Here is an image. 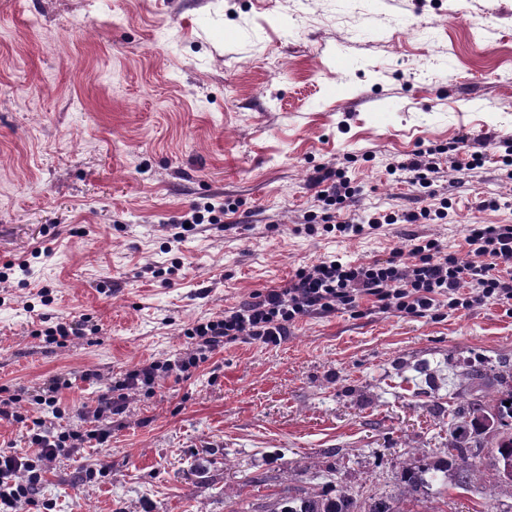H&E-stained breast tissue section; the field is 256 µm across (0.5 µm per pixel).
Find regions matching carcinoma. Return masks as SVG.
Wrapping results in <instances>:
<instances>
[{
  "label": "carcinoma",
  "mask_w": 512,
  "mask_h": 512,
  "mask_svg": "<svg viewBox=\"0 0 512 512\" xmlns=\"http://www.w3.org/2000/svg\"><path fill=\"white\" fill-rule=\"evenodd\" d=\"M468 376L477 382L492 380L499 389L486 402L463 400L448 410V457L423 465L408 464L402 469L401 499H415L427 494L433 486L448 485V476L460 489L469 487L475 459H487L495 471V484L489 489V500L495 499L496 489L512 487V365L505 362L493 367H470ZM269 512H404L391 498L373 497L361 501L346 487L335 492L311 489L298 496L277 501Z\"/></svg>",
  "instance_id": "1"
}]
</instances>
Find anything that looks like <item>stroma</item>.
I'll list each match as a JSON object with an SVG mask.
<instances>
[{
    "instance_id": "35a3bbf8",
    "label": "stroma",
    "mask_w": 512,
    "mask_h": 512,
    "mask_svg": "<svg viewBox=\"0 0 512 512\" xmlns=\"http://www.w3.org/2000/svg\"><path fill=\"white\" fill-rule=\"evenodd\" d=\"M507 138L512 0H0V265L17 267L0 389L76 375L63 418L31 414L83 433L112 381L181 357L188 324L297 268L384 261L417 236L465 254L468 225L512 222ZM421 144L447 149L428 190L397 169ZM473 152L483 167L453 169ZM320 167L361 187L356 222L452 206L343 238L304 221ZM225 201L235 214L172 241L191 206ZM66 315L84 337L38 336ZM505 360L512 301L306 317L279 346L229 344L131 394L107 446L44 463L19 512H268L329 481L390 496L404 464L447 456L449 405L479 395L468 367ZM493 482L482 463L468 490L409 508L481 512Z\"/></svg>"
}]
</instances>
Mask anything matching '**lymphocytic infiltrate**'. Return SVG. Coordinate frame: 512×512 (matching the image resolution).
<instances>
[{
    "mask_svg": "<svg viewBox=\"0 0 512 512\" xmlns=\"http://www.w3.org/2000/svg\"><path fill=\"white\" fill-rule=\"evenodd\" d=\"M321 211L307 215V223L335 225L343 236L360 235L365 227L385 224H421L445 218L444 210L372 213L367 222L343 219L348 202L359 194L344 169H317L311 180ZM466 258L442 253L433 239L395 249L379 262H354L327 256L318 263L299 268L278 286L253 293L249 300L225 308L223 315L199 319L186 328L190 346L174 362L151 361L126 371L110 385L92 411L95 423L87 433L53 432L42 419L32 417L21 406L22 397L0 396V419L25 428L36 451L21 456L0 451V512H17L20 502L30 500L42 479L44 461L80 452L85 444L107 442L110 431L100 425L103 418L122 413L131 393L154 385L157 377L186 376L225 344L243 341L276 346L300 319L351 311L362 302L400 313L438 316L441 306L470 309L487 302L512 300V224H473L465 237Z\"/></svg>",
    "mask_w": 512,
    "mask_h": 512,
    "instance_id": "lymphocytic-infiltrate-1",
    "label": "lymphocytic infiltrate"
}]
</instances>
